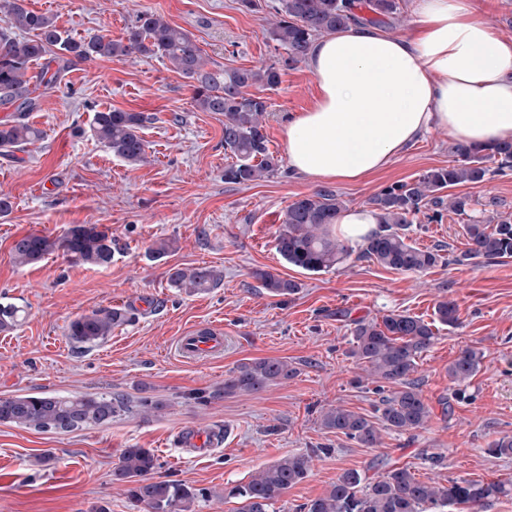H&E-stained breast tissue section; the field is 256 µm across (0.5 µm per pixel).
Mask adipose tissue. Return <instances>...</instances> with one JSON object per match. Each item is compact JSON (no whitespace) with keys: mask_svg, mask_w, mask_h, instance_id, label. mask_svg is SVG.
Listing matches in <instances>:
<instances>
[{"mask_svg":"<svg viewBox=\"0 0 512 512\" xmlns=\"http://www.w3.org/2000/svg\"><path fill=\"white\" fill-rule=\"evenodd\" d=\"M413 33L396 38L351 25L315 38L306 57L318 97L285 122L288 166L310 180L376 174L430 131L465 145L512 141V36L472 0H416ZM379 214L342 211L338 239L359 246Z\"/></svg>","mask_w":512,"mask_h":512,"instance_id":"obj_1","label":"adipose tissue"}]
</instances>
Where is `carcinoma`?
<instances>
[{
    "instance_id": "cac0c4a2",
    "label": "carcinoma",
    "mask_w": 512,
    "mask_h": 512,
    "mask_svg": "<svg viewBox=\"0 0 512 512\" xmlns=\"http://www.w3.org/2000/svg\"><path fill=\"white\" fill-rule=\"evenodd\" d=\"M402 0H269L272 19L268 20L269 39L284 50L281 66L292 68L306 59L312 40L319 34L337 30L349 23L367 21L393 23L402 18ZM5 17L0 20V106L12 107L19 118L0 124V155L43 139L41 130L25 121L26 113L36 110L38 86L55 85L73 60L122 58L132 55L159 56L173 70L194 81L193 101L203 112L224 114V151L233 162L224 167V182L251 184L273 175L281 160L268 148L264 116L267 101L248 93L256 85L279 84V68L271 65L256 69L211 68L202 50L182 28L168 23L154 12L141 13L125 36L114 40L106 34L76 40L62 32L55 20L30 10L25 0H3ZM24 37H17V33ZM44 61L37 74L32 65ZM57 65L49 73L51 64ZM149 117L142 112L109 109L96 113L93 132L96 140L112 154L131 164L146 157V143L140 131ZM458 157L448 167L434 168L411 182L384 187L369 199L381 215L379 230L366 238L360 257L401 272H425L444 256L437 248H419L409 242L410 224L423 215L427 223H439L444 212L467 217L462 225L465 250L450 259L463 265L480 259L485 263L512 259V217L487 214L497 206L475 208L466 193L447 194L461 184H480L492 173L512 172V142L490 147L456 144ZM344 209V201L334 191L319 189L294 200L287 208L284 229L276 238V250L288 264L312 273L329 271L350 256V249L330 234L329 227ZM62 251L73 264L104 267L112 261V235L96 224H74L62 236L49 238L29 234L14 241L12 256L25 266L46 255ZM254 276L272 297L298 293L300 284L281 274L258 269ZM171 287L187 294L203 293L216 287L221 271L207 266L172 267L167 271ZM436 321L418 316L391 313L381 321L353 320L351 356L372 379L394 389L374 405L377 420L399 433L423 429L432 416L411 376L417 360L434 343L435 322L452 326L457 322V306L441 300L434 311ZM25 310L12 303H0V330L15 326ZM129 321L123 308L94 310L72 320L67 328L70 340L84 348L112 335V329ZM482 351L466 347L448 365V377L461 384L481 368ZM296 369L279 359L240 363L224 383V389L258 392L294 377ZM146 412L157 408L143 397L137 403L110 394H35L0 398V423L15 424L40 432L69 433L112 422V418L133 408ZM321 426L342 434L357 444L373 448L380 434L369 416L342 406L322 412ZM488 453L512 456V437L502 436L490 443ZM312 455L293 454L250 475L245 482L224 488V498L235 499L237 512H268V508L289 488L311 471ZM157 458L148 448H128L115 471L117 479L129 484L127 497L143 512H187L204 490L183 481L159 480L154 473ZM512 497V484L450 478L448 483L423 482L408 467H395L370 479L356 469L343 471L323 495L303 504L301 512H438L455 507L459 512H479L500 497Z\"/></svg>"
}]
</instances>
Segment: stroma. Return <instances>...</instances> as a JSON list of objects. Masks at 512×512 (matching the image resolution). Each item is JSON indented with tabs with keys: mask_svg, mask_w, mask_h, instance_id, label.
Segmentation results:
<instances>
[{
	"mask_svg": "<svg viewBox=\"0 0 512 512\" xmlns=\"http://www.w3.org/2000/svg\"><path fill=\"white\" fill-rule=\"evenodd\" d=\"M28 6L75 38L124 37L140 13L152 11L189 32L222 68L275 65L283 54L265 33L267 9L252 12L239 0H28ZM252 92L270 104L264 121L270 151L286 158L284 119L314 106V76L300 64L282 70L278 86ZM38 95L39 108L27 119L43 140L0 155V195L12 202L0 215V302L27 312L19 325L0 330V397L106 393L147 397L157 407L64 434L0 424V512H137L114 475L128 448L153 450L157 478L206 489L189 512H236L225 486L298 453H312L311 472L269 512H299L351 468L375 478L406 465L425 482L512 479V457L487 451L494 439L512 435V260L409 273L353 254L338 269L304 271L279 256L275 239L288 205L318 183L285 165L249 185L225 183L224 117L198 110L190 80L167 61H79ZM108 109L149 116L144 162L129 164L94 139L93 117ZM450 144L447 132L431 131L385 172L334 189L346 206L366 205L388 185L447 166ZM74 224L109 229L115 248L107 267L75 266L58 251L15 264L16 239L55 238ZM408 234L421 248L453 255L464 248L462 221L450 212L438 224L417 219ZM162 239L173 248L154 257L151 247ZM204 264L222 271L217 288L192 295L170 288V267ZM267 268L299 282V292L268 295L253 276ZM445 298L456 303L458 323L439 326L413 375L433 411L426 428L382 431L374 448L324 430L323 410L341 405L368 414L377 398L376 382L350 355L354 319L378 321L394 312L429 321ZM107 307L130 310L133 318L97 346L75 347L69 322ZM203 326L223 329V358L184 362L173 348L176 336ZM468 346L484 352L482 367L469 382H451L448 366ZM267 358L287 361L296 376L259 393L225 392L237 365ZM187 424L220 430L221 446L209 458H191L175 441ZM46 453L51 465L38 464Z\"/></svg>",
	"mask_w": 512,
	"mask_h": 512,
	"instance_id": "stroma-1",
	"label": "stroma"
}]
</instances>
